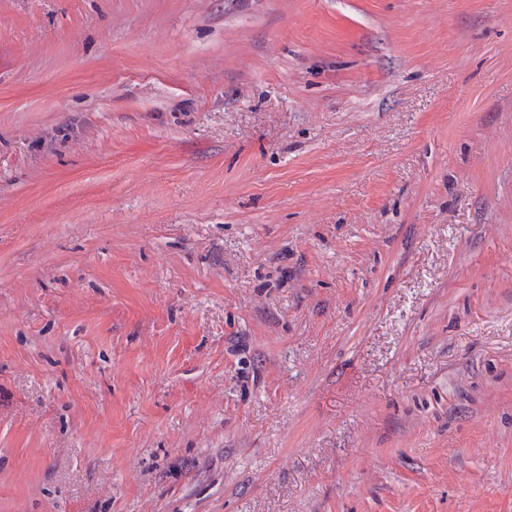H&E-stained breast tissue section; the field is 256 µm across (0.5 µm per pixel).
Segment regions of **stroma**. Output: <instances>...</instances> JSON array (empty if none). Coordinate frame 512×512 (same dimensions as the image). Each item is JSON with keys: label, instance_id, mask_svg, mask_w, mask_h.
<instances>
[{"label": "stroma", "instance_id": "35a3bbf8", "mask_svg": "<svg viewBox=\"0 0 512 512\" xmlns=\"http://www.w3.org/2000/svg\"><path fill=\"white\" fill-rule=\"evenodd\" d=\"M0 512H512V0H0Z\"/></svg>", "mask_w": 512, "mask_h": 512}]
</instances>
